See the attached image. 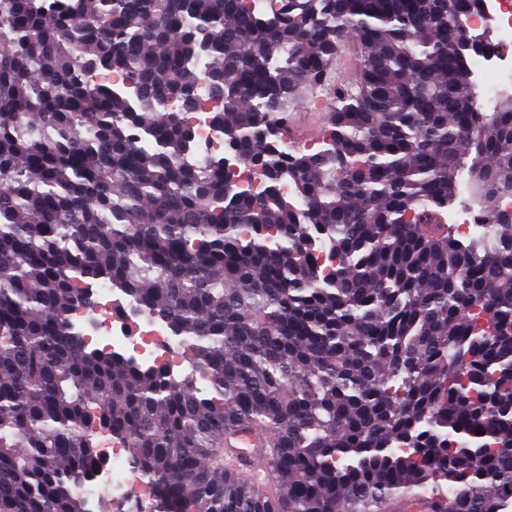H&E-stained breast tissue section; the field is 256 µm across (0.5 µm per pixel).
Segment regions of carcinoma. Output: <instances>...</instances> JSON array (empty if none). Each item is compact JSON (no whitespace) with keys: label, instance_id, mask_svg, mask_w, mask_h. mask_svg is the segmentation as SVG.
<instances>
[{"label":"carcinoma","instance_id":"1","mask_svg":"<svg viewBox=\"0 0 512 512\" xmlns=\"http://www.w3.org/2000/svg\"><path fill=\"white\" fill-rule=\"evenodd\" d=\"M482 2L0 0V512H91L102 432L161 512H506L512 95L479 111L448 52ZM319 85L333 120L287 152ZM202 86L261 190L194 163L159 110ZM463 185L471 236L447 223ZM100 281L166 321L189 371L90 345L74 318ZM251 430L260 484L232 448L211 464Z\"/></svg>","mask_w":512,"mask_h":512}]
</instances>
